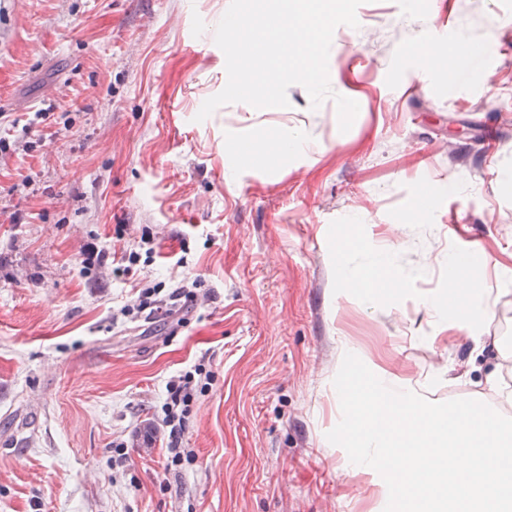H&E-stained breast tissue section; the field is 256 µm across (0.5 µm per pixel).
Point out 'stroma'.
Returning a JSON list of instances; mask_svg holds the SVG:
<instances>
[{"instance_id":"35a3bbf8","label":"stroma","mask_w":512,"mask_h":512,"mask_svg":"<svg viewBox=\"0 0 512 512\" xmlns=\"http://www.w3.org/2000/svg\"><path fill=\"white\" fill-rule=\"evenodd\" d=\"M230 0H0V512H383L379 474L326 435L342 417L345 353L434 402L512 385V0H365L338 26L328 72L359 113L287 90L284 112L203 102L224 87L215 28ZM448 20L447 44L494 55L465 93L421 72L411 44ZM47 112L39 120V112ZM303 129L321 148L230 177L224 129ZM125 225L116 237V225ZM155 263L84 273L81 250ZM387 255L382 296L343 288L342 238ZM494 316L467 333L447 298L449 252ZM201 277L186 323L113 320L133 286ZM205 364L166 470V384Z\"/></svg>"}]
</instances>
